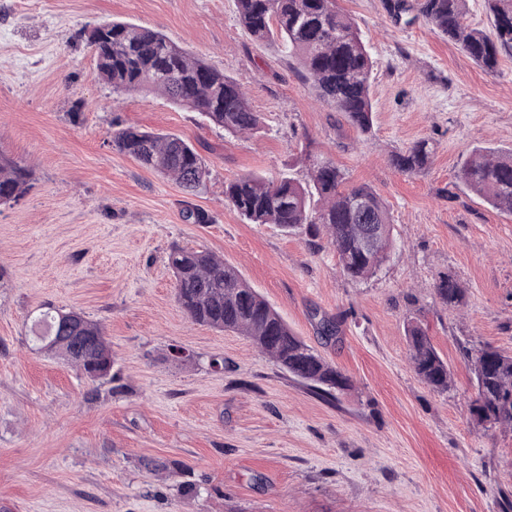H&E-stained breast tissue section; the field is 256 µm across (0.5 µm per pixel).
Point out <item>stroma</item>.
I'll return each mask as SVG.
<instances>
[{
    "mask_svg": "<svg viewBox=\"0 0 512 512\" xmlns=\"http://www.w3.org/2000/svg\"><path fill=\"white\" fill-rule=\"evenodd\" d=\"M336 6L374 64L366 135L281 45L251 39L236 0H0V154L34 173L0 205V512H512V430L472 419L465 358L480 345L512 354V214L456 178L473 147L512 149V55L490 73L424 19L395 23L383 0ZM112 20L161 31L244 83L260 132L224 133L147 89L113 92L85 39ZM125 127L192 143L206 188L186 194L119 152ZM422 139L430 166L397 171L391 154ZM305 148L387 203L395 247L374 277L350 281L329 244L247 223L225 202L247 173L307 182ZM174 242L237 267L351 388L317 395L247 337L192 324L167 265ZM445 273L464 306L438 299ZM46 303L101 323L120 380L98 385L39 350ZM319 315L339 321L335 340ZM413 317L448 362V392L409 363ZM184 481L195 492L180 493Z\"/></svg>",
    "mask_w": 512,
    "mask_h": 512,
    "instance_id": "1",
    "label": "stroma"
}]
</instances>
